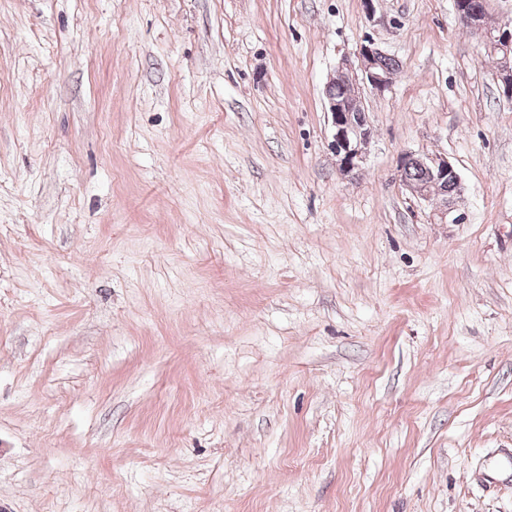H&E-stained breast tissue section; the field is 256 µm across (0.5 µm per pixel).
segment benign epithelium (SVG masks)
I'll return each instance as SVG.
<instances>
[{"mask_svg": "<svg viewBox=\"0 0 512 512\" xmlns=\"http://www.w3.org/2000/svg\"><path fill=\"white\" fill-rule=\"evenodd\" d=\"M492 0H479L480 8L466 11L459 4V14L470 30L480 36L482 44L497 56L496 77L502 94L512 99V19L500 21L493 28L486 27L483 17L489 14ZM388 54L373 39L361 44L354 58H345L326 83L347 85L350 97L338 99L325 94L331 117L332 140L330 148L336 157L340 176H354L362 169L372 129L363 105V90L379 95L391 86L392 76L382 65ZM417 169L420 177L410 179L407 172ZM400 181L414 196L434 205L433 216L442 224H460L464 216L456 213V203L462 193L461 178L448 157L419 153H405L398 162Z\"/></svg>", "mask_w": 512, "mask_h": 512, "instance_id": "benign-epithelium-1", "label": "benign epithelium"}]
</instances>
